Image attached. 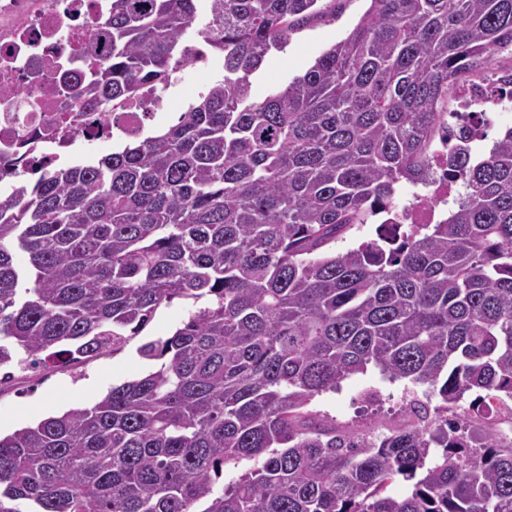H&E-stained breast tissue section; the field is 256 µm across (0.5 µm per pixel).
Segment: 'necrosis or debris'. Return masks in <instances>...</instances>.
<instances>
[{"label": "necrosis or debris", "mask_w": 512, "mask_h": 512, "mask_svg": "<svg viewBox=\"0 0 512 512\" xmlns=\"http://www.w3.org/2000/svg\"><path fill=\"white\" fill-rule=\"evenodd\" d=\"M111 0H0V141L25 142L31 167H50L77 157V141L111 146L127 127L155 120L159 105L144 95L119 124L101 123L97 112L70 108L60 73L79 67L75 51L107 16ZM512 89L502 82H469L453 93L452 124L460 139L437 138L432 176L414 192L412 203L393 210L402 224H437L448 215V182L443 172L452 148L473 151L485 139L478 118L486 105L498 104Z\"/></svg>", "instance_id": "4bbe7bcc"}]
</instances>
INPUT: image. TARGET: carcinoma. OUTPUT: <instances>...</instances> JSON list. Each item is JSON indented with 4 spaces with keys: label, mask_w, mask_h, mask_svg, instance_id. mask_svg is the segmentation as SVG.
Here are the masks:
<instances>
[{
    "label": "carcinoma",
    "mask_w": 512,
    "mask_h": 512,
    "mask_svg": "<svg viewBox=\"0 0 512 512\" xmlns=\"http://www.w3.org/2000/svg\"><path fill=\"white\" fill-rule=\"evenodd\" d=\"M198 2L112 0L92 71L62 77L74 107L105 119L164 91L197 53ZM207 2L197 35L224 75L176 122L0 194V366L116 353L161 306L203 302L139 346L145 376L0 436V512H512V444L473 449L471 415L447 416L479 391L472 411L512 417V131L448 159L465 192L443 222L336 251L427 180L449 92L512 50V0H371L262 101L250 76L336 0ZM370 365L430 387L404 427L376 439L308 410Z\"/></svg>",
    "instance_id": "obj_1"
}]
</instances>
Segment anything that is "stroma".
I'll return each instance as SVG.
<instances>
[{"instance_id": "35a3bbf8", "label": "stroma", "mask_w": 512, "mask_h": 512, "mask_svg": "<svg viewBox=\"0 0 512 512\" xmlns=\"http://www.w3.org/2000/svg\"><path fill=\"white\" fill-rule=\"evenodd\" d=\"M370 5L371 0H336L335 19L316 20L293 33L285 50L270 53L252 75L254 98L262 99L303 74L319 55L352 31ZM195 309L190 300L162 306L141 335L122 351L76 367L49 373L9 365L13 380L0 388V434L71 408L92 406L113 386L146 375L154 365L140 357L139 346L148 339L170 336ZM407 386V381L389 380L371 367L345 379L336 390L316 396L311 408L335 420L337 427L381 436L404 425Z\"/></svg>"}]
</instances>
